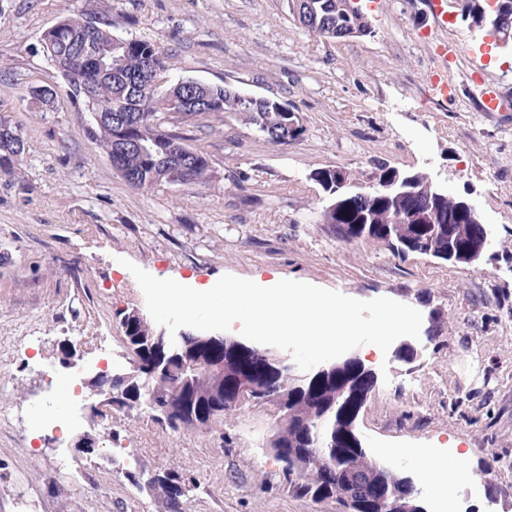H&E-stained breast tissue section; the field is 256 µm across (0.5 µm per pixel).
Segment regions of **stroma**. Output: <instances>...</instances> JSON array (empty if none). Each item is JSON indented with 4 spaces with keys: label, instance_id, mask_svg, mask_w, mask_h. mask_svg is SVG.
<instances>
[{
    "label": "stroma",
    "instance_id": "stroma-1",
    "mask_svg": "<svg viewBox=\"0 0 512 512\" xmlns=\"http://www.w3.org/2000/svg\"><path fill=\"white\" fill-rule=\"evenodd\" d=\"M374 33L329 40L303 28L291 0H0V119L25 153L0 175V512H164L131 480L135 469H173L189 492L181 512H338L292 495L266 446L272 414L227 413L210 427L173 430L145 407L89 417L69 402L73 428L33 427L48 391L67 400L72 342L90 369L106 357L128 368L121 314L145 310L127 263L159 279L217 282L276 276L359 300L388 297L417 309L431 336L416 358L371 357L378 378L356 419L372 458L399 463L432 508L429 460L467 456L488 502L469 486L463 512H512V109L479 107L473 76L512 94V50L458 18L433 22L430 0H361ZM84 10L110 16L124 38L159 44L168 81L194 78L280 100L302 135L275 144L233 116H198L189 144L206 153L201 184L128 185L92 135L91 113L71 104L41 36ZM460 94L436 103L433 70ZM54 87L53 104L33 102ZM447 181L474 199L492 245L473 263L398 254L371 238L346 241L322 221L313 171L370 172L376 161ZM100 447L76 455V434Z\"/></svg>",
    "mask_w": 512,
    "mask_h": 512
}]
</instances>
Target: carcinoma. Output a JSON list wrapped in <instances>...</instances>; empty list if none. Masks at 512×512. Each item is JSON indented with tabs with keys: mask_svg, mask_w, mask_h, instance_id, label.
<instances>
[{
	"mask_svg": "<svg viewBox=\"0 0 512 512\" xmlns=\"http://www.w3.org/2000/svg\"><path fill=\"white\" fill-rule=\"evenodd\" d=\"M461 18L471 24L488 19L486 31L496 37L500 29L512 32V0H461ZM298 21L312 33L328 39H348L356 30L372 34L369 17L350 0H298ZM44 50L53 65L66 67L85 51L92 52L103 63L119 62V68L100 72L89 70L78 76H62L69 99L89 112L104 109L122 113L125 138L139 144L136 149L117 150V128L112 122L96 124V140L106 153L112 168L131 186L148 189L164 182V174L184 165L188 168L187 184L206 181L211 174L207 155L191 148L185 137L156 123L162 108L172 101H191L219 118L228 112L240 117L268 137L286 133L298 118L278 100H257L226 84L208 87V94L186 85L167 87L151 85L143 80L142 68L152 57L163 70H168V57L151 42L125 39L112 34V20L105 14L99 19L82 13L67 16L57 26L47 29L42 38ZM25 150L17 128L0 120V162L13 170ZM392 166L378 162L372 175L375 187L366 190L362 180L351 172L321 168L311 173L320 185L326 205L322 221L332 226L337 237L350 241L361 237H392L396 246L406 252L428 250L445 261L456 259L469 250L482 234L479 216H470L461 206L462 197L448 194L439 199L434 186L422 178L415 193L408 195L391 187ZM345 180L347 193L336 192V182ZM433 205L446 218L444 224H407L405 217L412 209ZM153 328L145 319L127 323L124 335L130 340L145 339ZM238 373L246 372L260 388L282 396L288 407V419L277 424L269 440L271 448H287L303 456L296 474L286 473L289 488L299 498L315 502L344 498L347 477H370L379 461L368 457L357 439L348 434L347 418L354 415L359 403L374 387V376L358 359H349L327 377L304 384L275 370L270 354L252 349L238 354L234 360ZM158 402L156 419L173 430L193 426L192 417L203 414L209 423L223 420L230 410L227 402L233 391V380H215L198 374L191 390V405L184 409L177 404L176 392L181 378L169 374L151 380ZM339 470L332 480L326 479L328 467ZM181 481L174 471L153 481L151 491L165 512L172 508L170 482Z\"/></svg>",
	"mask_w": 512,
	"mask_h": 512,
	"instance_id": "obj_1",
	"label": "carcinoma"
}]
</instances>
